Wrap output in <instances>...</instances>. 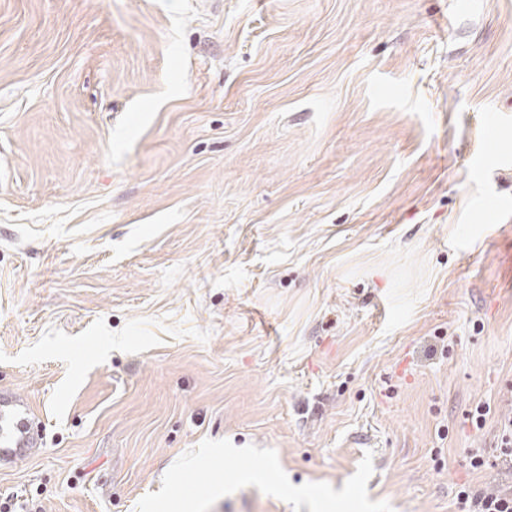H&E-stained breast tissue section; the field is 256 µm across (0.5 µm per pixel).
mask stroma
I'll use <instances>...</instances> for the list:
<instances>
[{"instance_id": "stroma-1", "label": "stroma", "mask_w": 512, "mask_h": 512, "mask_svg": "<svg viewBox=\"0 0 512 512\" xmlns=\"http://www.w3.org/2000/svg\"><path fill=\"white\" fill-rule=\"evenodd\" d=\"M0 387L8 512L512 487V0H0ZM41 445L39 431L33 427V412L17 392L0 390V460L11 462Z\"/></svg>"}]
</instances>
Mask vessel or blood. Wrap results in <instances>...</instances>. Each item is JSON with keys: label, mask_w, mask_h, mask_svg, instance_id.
Listing matches in <instances>:
<instances>
[{"label": "vessel or blood", "mask_w": 512, "mask_h": 512, "mask_svg": "<svg viewBox=\"0 0 512 512\" xmlns=\"http://www.w3.org/2000/svg\"><path fill=\"white\" fill-rule=\"evenodd\" d=\"M41 445L33 427V412L17 392L0 390V460L10 462Z\"/></svg>", "instance_id": "vessel-or-blood-1"}]
</instances>
